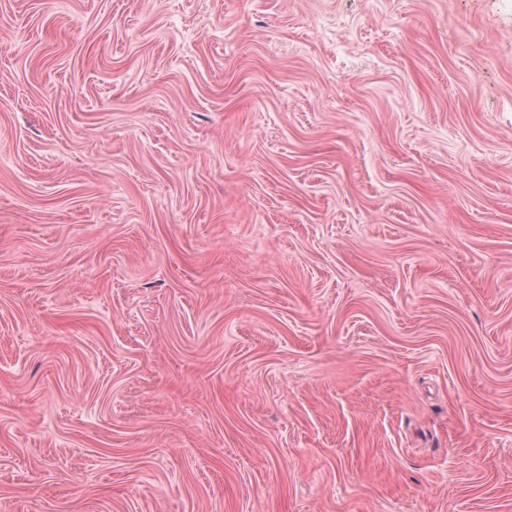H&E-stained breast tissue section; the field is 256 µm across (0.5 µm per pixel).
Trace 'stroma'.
Segmentation results:
<instances>
[{
  "label": "stroma",
  "instance_id": "stroma-1",
  "mask_svg": "<svg viewBox=\"0 0 512 512\" xmlns=\"http://www.w3.org/2000/svg\"><path fill=\"white\" fill-rule=\"evenodd\" d=\"M0 512H512V0H0Z\"/></svg>",
  "mask_w": 512,
  "mask_h": 512
}]
</instances>
